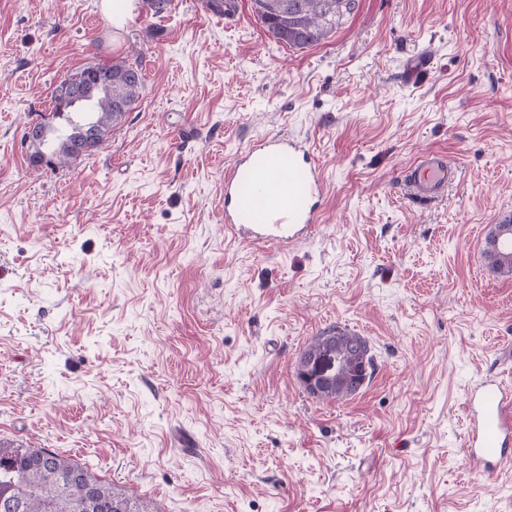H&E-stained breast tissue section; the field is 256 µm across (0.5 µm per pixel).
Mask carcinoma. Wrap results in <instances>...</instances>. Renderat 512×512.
<instances>
[{
    "label": "carcinoma",
    "mask_w": 512,
    "mask_h": 512,
    "mask_svg": "<svg viewBox=\"0 0 512 512\" xmlns=\"http://www.w3.org/2000/svg\"><path fill=\"white\" fill-rule=\"evenodd\" d=\"M252 11L271 36L291 48L303 49L321 43L352 14L358 0H251ZM79 74L77 88L82 95L71 112L55 107L53 116L62 117L65 125L58 128L50 122L30 125L35 165L54 168L74 161L80 154L90 155L88 144L107 142L112 130L132 111L143 88V72L139 60L114 59L91 62L75 69ZM495 232L486 238L484 251L489 268L502 276H512V245L494 246ZM334 342L323 344L315 339L305 352L329 355L337 362L326 378V385L312 397L322 401H342L354 395L361 384L353 377L354 362L367 356L366 378H371L375 358L368 340L356 332L331 327ZM42 448H17L0 442V496L9 494L21 499V512H86L80 500L62 488L64 477L80 472L85 485L109 499L121 512H156L150 504L133 500L112 489L93 469L53 453V459L41 464Z\"/></svg>",
    "instance_id": "cac0c4a2"
}]
</instances>
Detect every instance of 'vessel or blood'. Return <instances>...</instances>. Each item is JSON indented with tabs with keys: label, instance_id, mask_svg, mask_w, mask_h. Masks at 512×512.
I'll return each mask as SVG.
<instances>
[{
	"label": "vessel or blood",
	"instance_id": "1",
	"mask_svg": "<svg viewBox=\"0 0 512 512\" xmlns=\"http://www.w3.org/2000/svg\"><path fill=\"white\" fill-rule=\"evenodd\" d=\"M458 176L446 156H420L404 182L418 200L442 197ZM325 173L308 141L268 136L224 169V228L251 242L288 248L309 239L320 221ZM470 422L466 455L472 468L493 472L512 462V388L497 378L473 387L465 400Z\"/></svg>",
	"mask_w": 512,
	"mask_h": 512
}]
</instances>
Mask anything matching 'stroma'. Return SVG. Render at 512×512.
I'll list each match as a JSON object with an SVG mask.
<instances>
[{"instance_id": "1", "label": "stroma", "mask_w": 512, "mask_h": 512, "mask_svg": "<svg viewBox=\"0 0 512 512\" xmlns=\"http://www.w3.org/2000/svg\"><path fill=\"white\" fill-rule=\"evenodd\" d=\"M99 2L0 0V438L159 512H512V463L464 453L467 391L512 382V277L484 258L512 215V0H359L302 50L250 0ZM134 49L111 139L33 166L55 84ZM265 135L327 178L287 250L224 231V168ZM433 151L459 177L420 203L403 175ZM336 325L376 370L322 402L295 368Z\"/></svg>"}]
</instances>
